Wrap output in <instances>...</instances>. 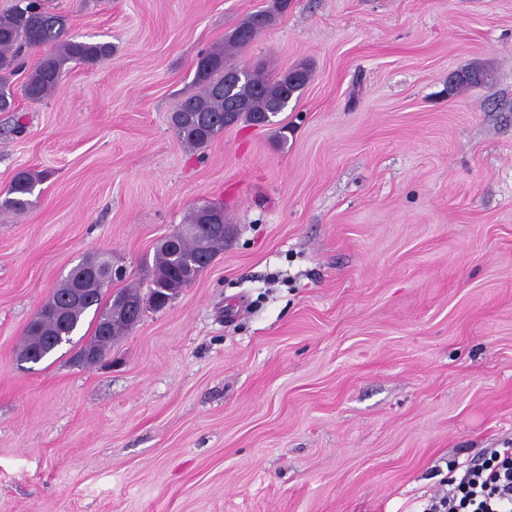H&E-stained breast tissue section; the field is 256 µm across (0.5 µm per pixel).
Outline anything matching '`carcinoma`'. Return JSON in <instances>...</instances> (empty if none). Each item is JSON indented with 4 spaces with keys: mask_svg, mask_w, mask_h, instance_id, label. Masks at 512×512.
<instances>
[{
    "mask_svg": "<svg viewBox=\"0 0 512 512\" xmlns=\"http://www.w3.org/2000/svg\"><path fill=\"white\" fill-rule=\"evenodd\" d=\"M288 8V0H271L267 8L247 16L227 38L224 44L202 52L196 62L195 83L198 91L180 99L171 115V122L178 138L190 148L208 147L224 133V128L245 122L257 125L266 115L278 110L292 95L302 92L311 77L305 64L285 72H270L256 68L247 73L246 79L235 86L233 99L239 111H228L224 97V73L237 67L234 55L250 44L262 32L277 24ZM53 45L28 72L20 91L12 89L11 78L19 70V58L26 48ZM110 42L90 43L68 31L62 16L47 11L41 0H15L13 6L0 12V112L15 111L17 95L38 103L57 90L65 66L70 62L95 65L112 55ZM43 174L29 169L18 171L6 191L0 195V211L14 214L26 212L32 205L31 196ZM216 213L224 220V207L205 203L195 206L186 216L185 230L173 239L162 242L157 248L150 281L149 295H163L174 299L179 295L182 277L190 272L203 271L218 253L224 250V237L212 236L199 239L194 229L210 223L207 212ZM84 268L76 265L56 288L45 306L63 301L68 289L78 285L91 288L94 293L85 300L70 304L63 319L46 317L37 328H27L21 351L35 355L46 352L60 337L72 343V335L89 310H94L95 329L88 345L104 355L131 325L124 320L123 309L128 303L141 299L140 289L128 287L116 293V301H103L105 281L81 278Z\"/></svg>",
    "mask_w": 512,
    "mask_h": 512,
    "instance_id": "carcinoma-1",
    "label": "carcinoma"
}]
</instances>
